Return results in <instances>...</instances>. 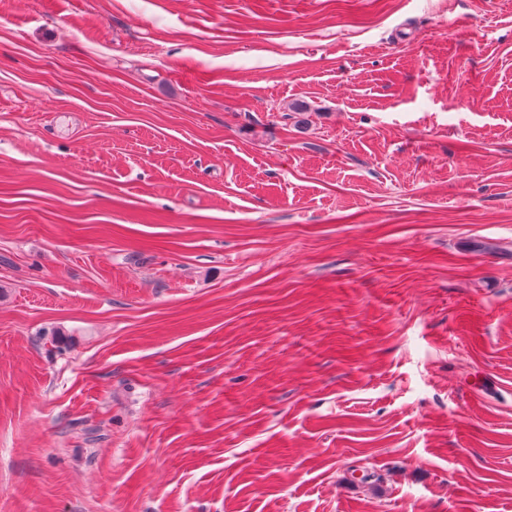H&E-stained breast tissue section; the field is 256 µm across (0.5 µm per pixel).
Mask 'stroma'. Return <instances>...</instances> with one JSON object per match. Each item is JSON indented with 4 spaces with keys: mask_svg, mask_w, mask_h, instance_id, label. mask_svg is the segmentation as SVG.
<instances>
[{
    "mask_svg": "<svg viewBox=\"0 0 512 512\" xmlns=\"http://www.w3.org/2000/svg\"><path fill=\"white\" fill-rule=\"evenodd\" d=\"M0 289V512H512V0H0Z\"/></svg>",
    "mask_w": 512,
    "mask_h": 512,
    "instance_id": "stroma-1",
    "label": "stroma"
}]
</instances>
